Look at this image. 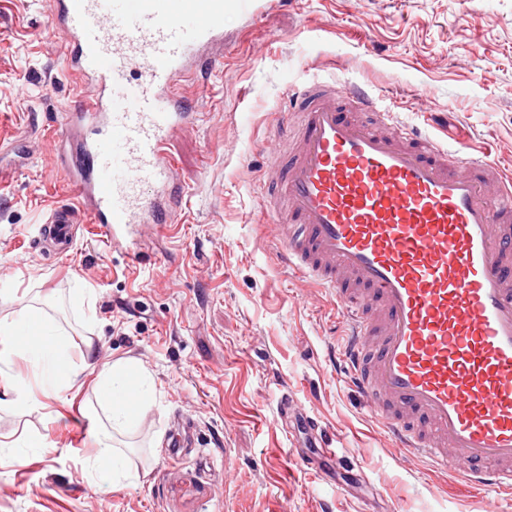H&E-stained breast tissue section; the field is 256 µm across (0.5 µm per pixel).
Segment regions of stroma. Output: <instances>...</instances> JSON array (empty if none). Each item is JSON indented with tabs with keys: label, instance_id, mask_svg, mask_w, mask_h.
<instances>
[{
	"label": "stroma",
	"instance_id": "1",
	"mask_svg": "<svg viewBox=\"0 0 512 512\" xmlns=\"http://www.w3.org/2000/svg\"><path fill=\"white\" fill-rule=\"evenodd\" d=\"M48 2L0 0V317L41 309L73 362L136 360L156 398L122 438L141 482L104 493L88 469L104 419L91 375L46 398L16 362L41 404L0 406V512H487L486 495L395 448L350 382L334 294L281 259L261 144L290 90L324 77L512 170V0H274L252 25L225 14L223 43L176 85L196 118L172 135L173 225L109 246L78 224L62 258L40 226L75 200L79 80ZM284 396L337 458L300 462L308 437L282 426Z\"/></svg>",
	"mask_w": 512,
	"mask_h": 512
}]
</instances>
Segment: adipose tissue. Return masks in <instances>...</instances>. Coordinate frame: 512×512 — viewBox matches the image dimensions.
Here are the masks:
<instances>
[{
	"mask_svg": "<svg viewBox=\"0 0 512 512\" xmlns=\"http://www.w3.org/2000/svg\"><path fill=\"white\" fill-rule=\"evenodd\" d=\"M22 360L38 372L46 393L72 389L82 371L74 368L63 329L50 318L30 309L0 319V385L11 393L10 404L24 410L38 400L10 374L15 361ZM95 373L100 397L107 407L105 423L94 435L91 466L97 489H117L141 481L140 471L130 465L115 443L117 434L130 429L151 401L153 386L137 363L118 361L89 365Z\"/></svg>",
	"mask_w": 512,
	"mask_h": 512,
	"instance_id": "1",
	"label": "adipose tissue"
}]
</instances>
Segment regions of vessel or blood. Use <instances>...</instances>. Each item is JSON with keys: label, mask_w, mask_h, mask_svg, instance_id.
Returning <instances> with one entry per match:
<instances>
[{"label": "vessel or blood", "mask_w": 512, "mask_h": 512, "mask_svg": "<svg viewBox=\"0 0 512 512\" xmlns=\"http://www.w3.org/2000/svg\"><path fill=\"white\" fill-rule=\"evenodd\" d=\"M228 11L267 14L265 0H50L92 89L71 115L78 201L45 224L57 254L76 224L109 244L170 223L172 133L192 116L174 81L223 40ZM268 153L283 259L335 293L352 384L397 447L512 498V175L323 78L294 88Z\"/></svg>", "instance_id": "obj_1"}]
</instances>
